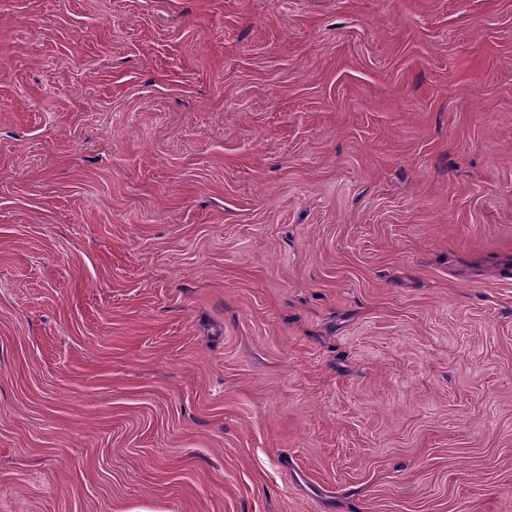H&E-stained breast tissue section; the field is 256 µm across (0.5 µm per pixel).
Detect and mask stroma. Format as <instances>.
<instances>
[{"instance_id": "stroma-1", "label": "stroma", "mask_w": 512, "mask_h": 512, "mask_svg": "<svg viewBox=\"0 0 512 512\" xmlns=\"http://www.w3.org/2000/svg\"><path fill=\"white\" fill-rule=\"evenodd\" d=\"M0 512H512V0H0Z\"/></svg>"}]
</instances>
